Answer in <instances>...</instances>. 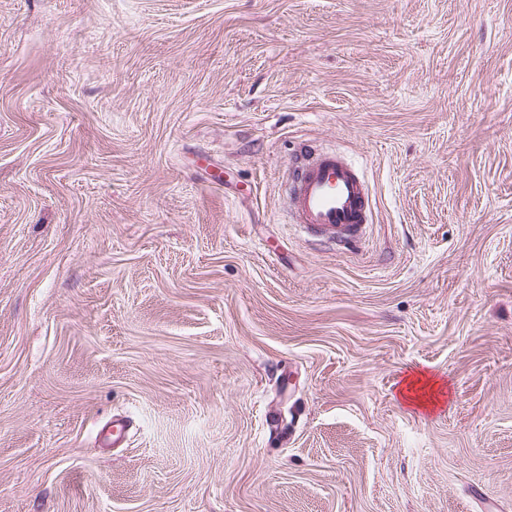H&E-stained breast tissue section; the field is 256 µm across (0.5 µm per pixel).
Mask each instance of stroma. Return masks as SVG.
Returning <instances> with one entry per match:
<instances>
[{
    "label": "stroma",
    "instance_id": "1",
    "mask_svg": "<svg viewBox=\"0 0 512 512\" xmlns=\"http://www.w3.org/2000/svg\"><path fill=\"white\" fill-rule=\"evenodd\" d=\"M305 144L362 166L360 247L289 223ZM484 500L512 512V0H0V512ZM437 386V381L418 372L404 379L398 393L405 404L417 408H427L435 404L432 398H427L428 391L432 394L435 393L436 389H441V386Z\"/></svg>",
    "mask_w": 512,
    "mask_h": 512
}]
</instances>
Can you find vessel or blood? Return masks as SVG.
<instances>
[{
    "instance_id": "b4317fda",
    "label": "vessel or blood",
    "mask_w": 512,
    "mask_h": 512,
    "mask_svg": "<svg viewBox=\"0 0 512 512\" xmlns=\"http://www.w3.org/2000/svg\"><path fill=\"white\" fill-rule=\"evenodd\" d=\"M282 188L293 223L343 248L364 237L371 195L360 170L344 155L302 146Z\"/></svg>"
}]
</instances>
